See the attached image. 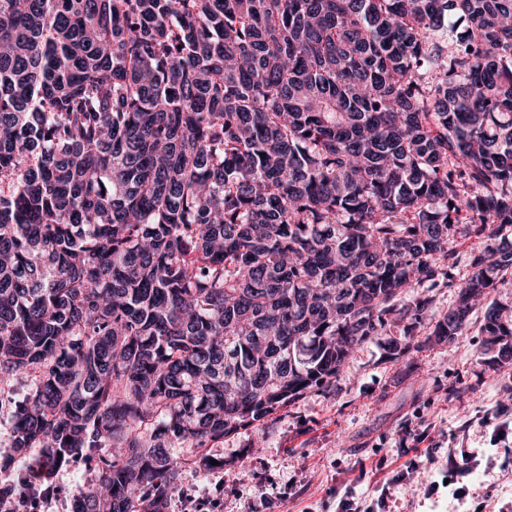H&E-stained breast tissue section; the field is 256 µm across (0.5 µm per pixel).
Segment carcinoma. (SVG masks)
Returning <instances> with one entry per match:
<instances>
[{"label":"carcinoma","mask_w":512,"mask_h":512,"mask_svg":"<svg viewBox=\"0 0 512 512\" xmlns=\"http://www.w3.org/2000/svg\"><path fill=\"white\" fill-rule=\"evenodd\" d=\"M510 272L512 0H0L10 491L79 462L71 512H165L224 436L395 328L453 339ZM480 333L512 361V306Z\"/></svg>","instance_id":"1"}]
</instances>
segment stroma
Returning <instances> with one entry per match:
<instances>
[{
    "label": "stroma",
    "instance_id": "35a3bbf8",
    "mask_svg": "<svg viewBox=\"0 0 512 512\" xmlns=\"http://www.w3.org/2000/svg\"><path fill=\"white\" fill-rule=\"evenodd\" d=\"M483 316L400 359L385 339L365 345L331 388L270 415L264 434L225 436L213 448L223 468L186 465L167 512H184L187 494L219 500L221 512H337L345 499L374 512H512V364L483 348ZM422 451L434 465L411 471ZM452 455L477 469L451 480Z\"/></svg>",
    "mask_w": 512,
    "mask_h": 512
}]
</instances>
